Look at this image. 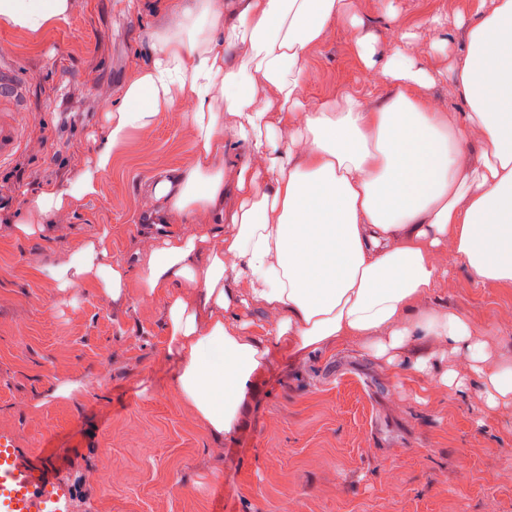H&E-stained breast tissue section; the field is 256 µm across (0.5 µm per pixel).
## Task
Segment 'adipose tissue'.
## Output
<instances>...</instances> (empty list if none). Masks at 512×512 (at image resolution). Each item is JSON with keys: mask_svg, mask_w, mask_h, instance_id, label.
Instances as JSON below:
<instances>
[{"mask_svg": "<svg viewBox=\"0 0 512 512\" xmlns=\"http://www.w3.org/2000/svg\"><path fill=\"white\" fill-rule=\"evenodd\" d=\"M71 0H0V25L31 33L67 21ZM345 0H182L175 27L151 34L148 54L105 114L103 144L77 177L30 201L45 231L54 215L96 193L132 132L152 131L175 104L189 108L192 160L158 171L149 191L157 232L139 277L167 295L174 387L205 430L232 434L247 390L274 353L312 355L359 342L388 365L408 338L432 336L465 356L488 407L512 398V368L485 374L486 345L466 319L423 307L448 274L449 253L480 284L512 285V0H470L468 14L433 16L462 30L449 63L466 102L435 111L429 69L412 43L358 54L395 93L375 108L351 93L310 108L300 97L310 52L344 14ZM240 62L227 65L225 52ZM233 115L225 130L223 114ZM480 136L469 157L465 143ZM246 162L231 166L238 149ZM182 224L203 225L185 236ZM105 239L54 266L58 288L84 280L113 298L130 268L107 260ZM267 314L258 324L241 309Z\"/></svg>", "mask_w": 512, "mask_h": 512, "instance_id": "obj_1", "label": "adipose tissue"}]
</instances>
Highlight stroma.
I'll use <instances>...</instances> for the list:
<instances>
[{"label":"stroma","mask_w":512,"mask_h":512,"mask_svg":"<svg viewBox=\"0 0 512 512\" xmlns=\"http://www.w3.org/2000/svg\"><path fill=\"white\" fill-rule=\"evenodd\" d=\"M126 2L72 0L67 22L37 35L0 27V59L30 83L26 141L0 167V437L61 492L64 512H512V401L490 408L476 383L441 386L439 340L405 346L430 355L423 377L353 342L275 356L237 430L215 437L174 389L165 294L132 288L115 301L88 282L57 287L53 267L101 237L110 261L140 275L147 186L194 154L182 107L135 134L96 193L56 213L47 234L16 233L32 197L93 158L151 33L176 19L170 0H135L132 12ZM467 9L468 0H347L307 61L304 103L348 91L373 108L392 92L356 46L389 50L392 14L414 34L418 65L446 68L463 55V36L452 29L440 42L429 19ZM424 305L477 328L485 373L512 366V287L475 283L454 262Z\"/></svg>","instance_id":"obj_1"}]
</instances>
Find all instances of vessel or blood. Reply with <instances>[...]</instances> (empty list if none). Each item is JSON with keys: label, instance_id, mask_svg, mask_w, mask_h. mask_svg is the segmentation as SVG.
<instances>
[{"label": "vessel or blood", "instance_id": "b4317fda", "mask_svg": "<svg viewBox=\"0 0 512 512\" xmlns=\"http://www.w3.org/2000/svg\"><path fill=\"white\" fill-rule=\"evenodd\" d=\"M29 84L0 61V164L21 149L25 129L19 117L27 109ZM48 491L34 483L18 449L0 445V512H45Z\"/></svg>", "mask_w": 512, "mask_h": 512}]
</instances>
